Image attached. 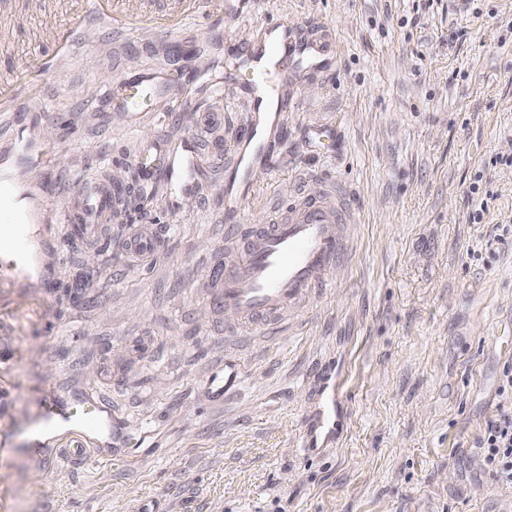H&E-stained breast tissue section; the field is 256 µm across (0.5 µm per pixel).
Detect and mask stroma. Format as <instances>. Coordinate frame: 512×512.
<instances>
[{
    "mask_svg": "<svg viewBox=\"0 0 512 512\" xmlns=\"http://www.w3.org/2000/svg\"><path fill=\"white\" fill-rule=\"evenodd\" d=\"M77 2L0 0V80L49 50L34 37L43 12L63 18ZM273 19L326 27L336 56L286 85L295 108L237 221L265 223L266 199H291L296 175L316 172L354 212L345 269L288 314L285 334L238 344L243 383L225 402L204 381L224 361L205 274L224 250L218 180L203 179L207 203L189 210L157 184L88 240L39 225L43 278L0 282V438L17 447L0 457V512H512V487L477 446L512 359V244L485 245L512 225V167L498 162L512 157V0H260L225 24V67ZM99 39L41 89L40 125L63 133L45 183L97 179L127 168L139 140L186 133L179 104L167 124L131 129L82 99L130 68L197 64L208 32L167 55ZM144 210L164 248L135 263L123 242ZM325 373L343 429L311 456L303 415ZM50 387L105 405L133 438L128 454L77 466L59 439L30 459L26 430Z\"/></svg>",
    "mask_w": 512,
    "mask_h": 512,
    "instance_id": "35a3bbf8",
    "label": "stroma"
}]
</instances>
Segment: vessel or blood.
<instances>
[{"instance_id": "vessel-or-blood-1", "label": "vessel or blood", "mask_w": 512, "mask_h": 512, "mask_svg": "<svg viewBox=\"0 0 512 512\" xmlns=\"http://www.w3.org/2000/svg\"><path fill=\"white\" fill-rule=\"evenodd\" d=\"M144 2L118 0L107 13L101 9L100 0H83L63 23L51 29L50 36L58 44L56 54L0 82V114L9 119L0 134L13 148L12 154L0 158V244L13 247L19 257L15 267L0 271V279L13 281L16 270L29 266L32 244L25 239V227L41 223L44 211L53 212L55 223L66 225L68 234L89 236L96 234L99 225L111 223L113 214L124 206L125 190L105 178L60 186L50 197L36 192L25 170L31 164L47 163L49 157L45 150L35 148L20 114L25 100L37 95L46 79L93 50L88 39L91 30L103 27L118 34L152 33L155 17L145 9ZM253 7V0H224L223 10L211 15L212 31L223 30L226 21ZM335 53L330 37L314 39L278 21L268 23L263 38L242 46L240 65L253 75L251 102L261 118L246 124L234 154L224 161L220 180L225 194L238 188L250 190L252 170L266 163L271 133L291 106L285 81H297L311 71L328 68ZM234 84V78L229 77L210 88L211 104L200 108L196 127L187 136L177 141L156 137L139 142L132 165L143 194H150L160 181L186 194L198 193L204 131L223 123L218 106ZM108 91L114 111L120 112L132 128L148 110L154 112L156 121H164L161 101L182 96L179 83L160 72L122 76L109 85ZM308 182V176H301L300 188L290 201H273L267 209L266 223L255 225L247 237H240L238 225H225L224 262L212 267L208 277L213 285L214 310L232 321L228 335L259 337L289 311L298 309L314 291L325 287L329 272L343 263L353 211L335 183H325L323 190L314 194L307 191ZM241 376L240 359L231 351L225 353L223 366L207 373L205 382L211 395L220 398L239 386ZM305 422V452H313L317 440L335 437L334 386L323 384L320 398L307 411ZM66 426L75 429L74 445L65 451L71 461H83L90 455L100 460L111 458L116 436L104 410L89 408L75 397L58 396L52 388L46 392L43 413L29 430V454L42 459L48 451V434Z\"/></svg>"}]
</instances>
